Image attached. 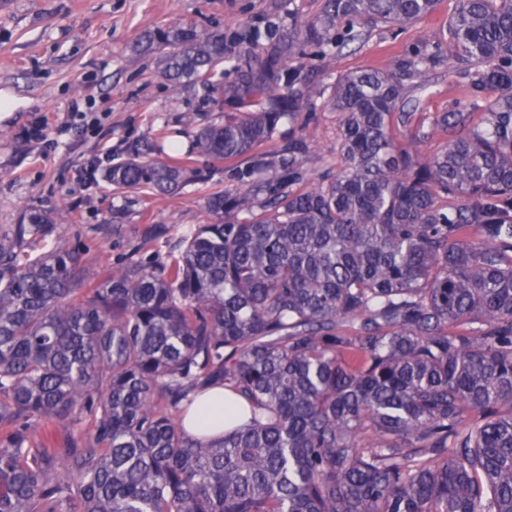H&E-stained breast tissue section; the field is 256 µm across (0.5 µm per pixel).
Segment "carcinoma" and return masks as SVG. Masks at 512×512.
<instances>
[{"mask_svg":"<svg viewBox=\"0 0 512 512\" xmlns=\"http://www.w3.org/2000/svg\"><path fill=\"white\" fill-rule=\"evenodd\" d=\"M438 3L321 0L286 30L178 25L144 48L177 83L233 63L224 124L196 134L231 160L325 97L291 60ZM444 56L467 103L420 112L407 81ZM327 104L336 174L305 178V124L275 179L241 169L205 200L169 262L137 247L98 279L61 239L33 257L40 212L0 241V512H512V0H457L443 40ZM182 175L132 160L110 180L166 196ZM215 388L243 421L203 444L185 420Z\"/></svg>","mask_w":512,"mask_h":512,"instance_id":"1","label":"carcinoma"}]
</instances>
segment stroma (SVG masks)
Instances as JSON below:
<instances>
[{"label": "stroma", "instance_id": "stroma-1", "mask_svg": "<svg viewBox=\"0 0 512 512\" xmlns=\"http://www.w3.org/2000/svg\"><path fill=\"white\" fill-rule=\"evenodd\" d=\"M320 0H0V93L17 103L0 109V239L32 210L50 213L61 237L79 248L83 264L103 275L134 248L161 262L179 256L182 240L206 223V198L238 187V170L267 161L296 139L280 124L271 142L248 154L211 161L170 153L172 141L189 144L196 132L224 121L220 104L201 83L174 85L160 73L159 55L143 51L148 32L176 24L230 34L243 25L280 28L313 17ZM456 0L402 27L367 28L363 41L339 57L310 62L317 84L362 68L388 69L421 39H435ZM426 109L446 111L464 99L447 64L427 73ZM81 113H73L72 104ZM317 137L303 155L313 179L340 164L337 117L314 109ZM174 158L184 166L180 187L159 199L117 189L107 172L130 159Z\"/></svg>", "mask_w": 512, "mask_h": 512}]
</instances>
